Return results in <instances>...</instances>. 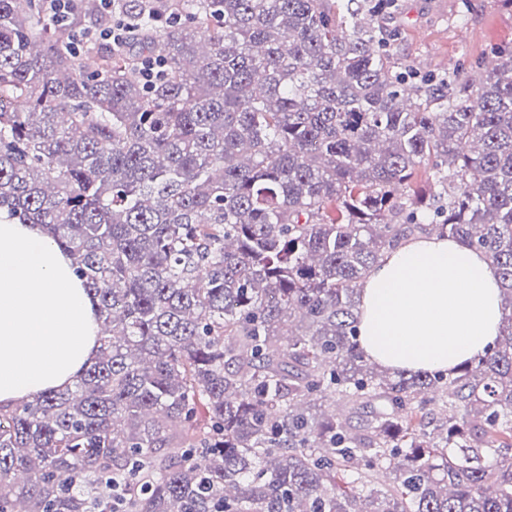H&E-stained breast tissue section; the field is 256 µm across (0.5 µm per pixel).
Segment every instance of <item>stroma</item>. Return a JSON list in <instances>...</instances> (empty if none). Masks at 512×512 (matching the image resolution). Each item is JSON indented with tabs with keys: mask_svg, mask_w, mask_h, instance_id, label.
Instances as JSON below:
<instances>
[{
	"mask_svg": "<svg viewBox=\"0 0 512 512\" xmlns=\"http://www.w3.org/2000/svg\"><path fill=\"white\" fill-rule=\"evenodd\" d=\"M457 0H396L380 15L398 33V56L421 74H440L459 64L487 62L495 50L512 48V8L502 0H470L468 17L457 20Z\"/></svg>",
	"mask_w": 512,
	"mask_h": 512,
	"instance_id": "obj_1",
	"label": "stroma"
}]
</instances>
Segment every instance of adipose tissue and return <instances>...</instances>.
I'll return each mask as SVG.
<instances>
[{
  "label": "adipose tissue",
  "instance_id": "ef3b65f1",
  "mask_svg": "<svg viewBox=\"0 0 512 512\" xmlns=\"http://www.w3.org/2000/svg\"><path fill=\"white\" fill-rule=\"evenodd\" d=\"M359 347L398 370L457 367L502 326L499 281L485 255L436 235L409 240L360 292ZM99 347L96 304L38 224L0 218V407L70 386Z\"/></svg>",
  "mask_w": 512,
  "mask_h": 512
}]
</instances>
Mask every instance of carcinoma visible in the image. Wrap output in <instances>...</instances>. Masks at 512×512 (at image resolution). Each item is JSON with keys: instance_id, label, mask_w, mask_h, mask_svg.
<instances>
[{"instance_id": "obj_1", "label": "carcinoma", "mask_w": 512, "mask_h": 512, "mask_svg": "<svg viewBox=\"0 0 512 512\" xmlns=\"http://www.w3.org/2000/svg\"><path fill=\"white\" fill-rule=\"evenodd\" d=\"M377 7L118 0V51L79 46L100 0H0V214L101 321L72 386L0 410V512H512V50L413 82ZM433 232L487 256L501 333L390 373L359 289Z\"/></svg>"}]
</instances>
